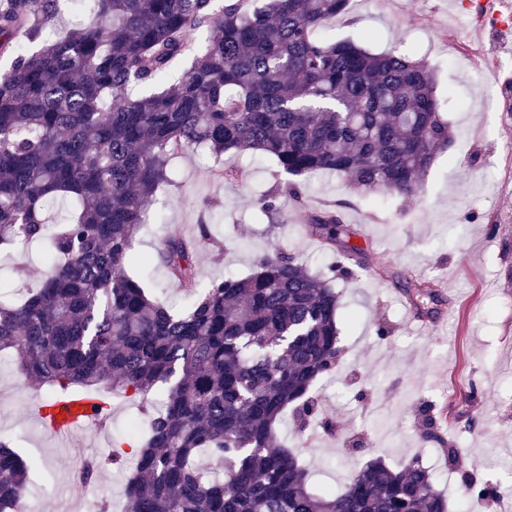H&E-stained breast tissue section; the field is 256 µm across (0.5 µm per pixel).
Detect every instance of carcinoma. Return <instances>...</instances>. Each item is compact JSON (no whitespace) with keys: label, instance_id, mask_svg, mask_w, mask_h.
I'll list each match as a JSON object with an SVG mask.
<instances>
[{"label":"carcinoma","instance_id":"cac0c4a2","mask_svg":"<svg viewBox=\"0 0 512 512\" xmlns=\"http://www.w3.org/2000/svg\"><path fill=\"white\" fill-rule=\"evenodd\" d=\"M62 0H0V250L48 242L49 274L24 301L0 296V352L50 394L70 386L125 398L161 392L125 484L129 512H450L413 457L375 458L344 486L314 492L308 445L272 448L288 409L316 412L315 382L336 366L334 273L360 250L339 208L309 219L336 261L313 274L279 251L246 276L198 289L199 240L158 253L194 300L181 315L129 268L170 160L206 147L259 152L294 177L335 172L366 191L411 196L451 132L432 71L319 31L349 0H84L88 19L44 40ZM214 24L203 49L194 33ZM190 58L179 86L171 65ZM77 202L49 224V204ZM207 454L224 467L211 479ZM29 466L0 440V512H16Z\"/></svg>","mask_w":512,"mask_h":512}]
</instances>
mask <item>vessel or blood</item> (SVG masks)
Masks as SVG:
<instances>
[{
	"instance_id": "vessel-or-blood-1",
	"label": "vessel or blood",
	"mask_w": 512,
	"mask_h": 512,
	"mask_svg": "<svg viewBox=\"0 0 512 512\" xmlns=\"http://www.w3.org/2000/svg\"><path fill=\"white\" fill-rule=\"evenodd\" d=\"M479 10L492 30H507L512 25V0H480ZM108 414L97 399L83 393L63 390L53 399L38 403L33 409L35 419L53 438L64 441Z\"/></svg>"
}]
</instances>
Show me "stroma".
Wrapping results in <instances>:
<instances>
[{
    "label": "stroma",
    "mask_w": 512,
    "mask_h": 512,
    "mask_svg": "<svg viewBox=\"0 0 512 512\" xmlns=\"http://www.w3.org/2000/svg\"><path fill=\"white\" fill-rule=\"evenodd\" d=\"M471 0H350L346 15L330 23L333 39H352L375 53L399 49L433 70L452 140L438 151L413 197L378 198L325 173L302 180L301 198L283 188L284 176L267 157H214L198 149L170 162L171 179L150 205L155 223L144 225L135 249L149 257L136 269L145 288L176 311L188 297L169 278L158 253L174 235L196 236L207 221L210 241L196 257L200 285L225 272L249 275L253 259L279 248L310 272L332 262L304 231L308 212L342 202L349 242L361 261L338 278L343 321L336 371L318 382L313 396L321 413L300 429L293 415L275 427L274 446L305 441L315 489L341 488L351 469L372 458L395 466L417 456L430 468L436 488L456 502L463 479L494 487L475 499L471 512L512 503V52L499 51L500 72H477L470 46L491 49L479 36L481 19ZM240 171L235 182L212 176L217 166ZM273 195L278 211L269 221L258 209ZM44 246L30 243L0 257V282L21 297L45 277ZM424 281L437 300L428 317L418 315L403 292L405 282ZM386 335H379V327ZM45 392L0 353V439L28 463L26 512H96L111 501L125 512L129 467H106L87 484L74 464L90 450L106 454L134 443L128 431L139 400L116 397L112 416L98 428L60 442L27 414ZM436 414L437 439L423 430L425 408ZM336 423V435L319 427Z\"/></svg>",
    "instance_id": "1"
}]
</instances>
